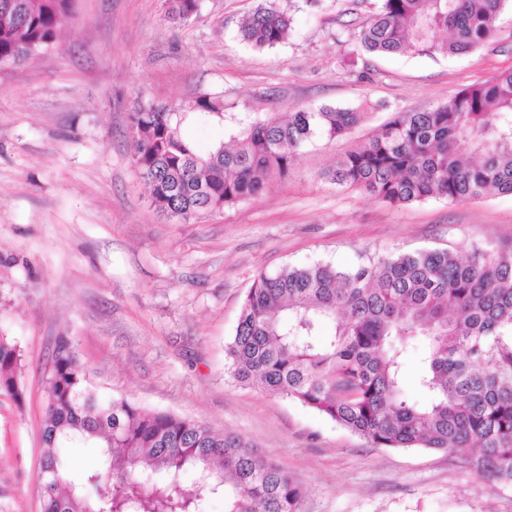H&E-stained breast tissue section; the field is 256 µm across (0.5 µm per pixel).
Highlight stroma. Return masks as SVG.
Masks as SVG:
<instances>
[{
    "mask_svg": "<svg viewBox=\"0 0 512 512\" xmlns=\"http://www.w3.org/2000/svg\"><path fill=\"white\" fill-rule=\"evenodd\" d=\"M256 0H75L56 44L0 69V334L22 350L23 399L0 393V512H40L50 361L72 340L104 391L252 441L305 489L301 512H512L456 451L374 448L313 409L233 382L226 346L259 275L472 245L512 248V195L390 205L328 178L393 113L415 112L512 68V7L495 38L449 56L373 55L356 35L378 0H291L285 42L256 49ZM263 119L360 109L316 137L260 197L182 223L151 202L130 115L199 95ZM169 4L167 17L173 22H184L197 15L200 0H167Z\"/></svg>",
    "mask_w": 512,
    "mask_h": 512,
    "instance_id": "stroma-1",
    "label": "stroma"
}]
</instances>
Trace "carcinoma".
Returning <instances> with one entry per match:
<instances>
[{
  "mask_svg": "<svg viewBox=\"0 0 512 512\" xmlns=\"http://www.w3.org/2000/svg\"><path fill=\"white\" fill-rule=\"evenodd\" d=\"M191 19L200 0H167ZM508 0H380L361 27L369 53H469L491 41ZM74 0H0V68L56 44ZM292 15L256 0L242 20L257 49L285 40ZM194 117L232 130L230 147L200 154L181 132ZM362 117L352 109L250 119L201 95L180 112L131 115L134 165L161 213L188 221L256 198L283 178L299 148L336 138ZM328 177L390 204L450 203L512 195V69L447 103L397 112ZM333 323L330 335L322 325ZM420 348L407 389L405 360ZM21 353L0 335V391L21 396ZM227 373L281 394L374 448L466 450L465 466L492 489L512 488V250L474 245L377 257L351 267L316 263L261 275L243 302ZM40 459L42 512H301L303 486L244 438L101 392L74 344L59 338L50 367ZM98 447L100 463L72 478L70 449ZM192 470L195 486L180 474Z\"/></svg>",
  "mask_w": 512,
  "mask_h": 512,
  "instance_id": "obj_1",
  "label": "carcinoma"
}]
</instances>
